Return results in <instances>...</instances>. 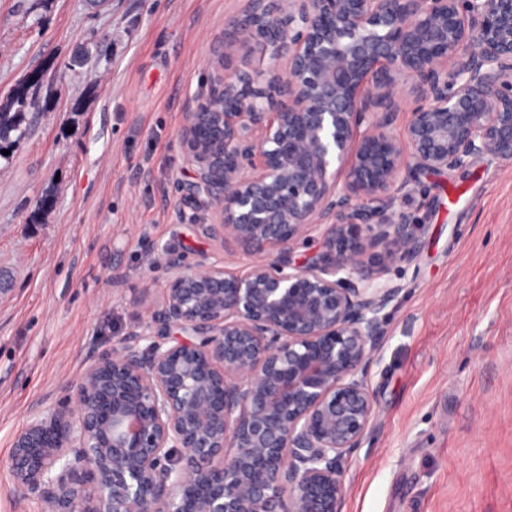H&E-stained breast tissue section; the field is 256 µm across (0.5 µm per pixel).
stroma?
<instances>
[{
    "label": "stroma",
    "mask_w": 512,
    "mask_h": 512,
    "mask_svg": "<svg viewBox=\"0 0 512 512\" xmlns=\"http://www.w3.org/2000/svg\"><path fill=\"white\" fill-rule=\"evenodd\" d=\"M249 0H0V512H42L7 472L32 414L159 309L165 258L240 266L177 190L180 135ZM421 227L367 373L379 413L342 512H512V162L415 171L388 202Z\"/></svg>",
    "instance_id": "obj_1"
}]
</instances>
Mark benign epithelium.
I'll return each instance as SVG.
<instances>
[{
	"label": "benign epithelium",
	"instance_id": "1",
	"mask_svg": "<svg viewBox=\"0 0 512 512\" xmlns=\"http://www.w3.org/2000/svg\"><path fill=\"white\" fill-rule=\"evenodd\" d=\"M233 27L258 60L187 113L181 188L248 260L170 259L155 340L16 434L10 476L49 512H341L398 293L377 279L419 249L372 203L413 170L512 160V0H250ZM407 91L425 104L400 139Z\"/></svg>",
	"mask_w": 512,
	"mask_h": 512
}]
</instances>
